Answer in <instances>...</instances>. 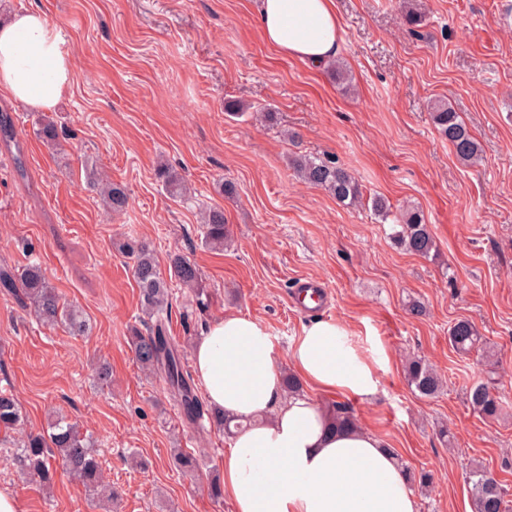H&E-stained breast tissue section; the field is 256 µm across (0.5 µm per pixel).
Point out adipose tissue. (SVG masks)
<instances>
[{
	"label": "adipose tissue",
	"mask_w": 512,
	"mask_h": 512,
	"mask_svg": "<svg viewBox=\"0 0 512 512\" xmlns=\"http://www.w3.org/2000/svg\"><path fill=\"white\" fill-rule=\"evenodd\" d=\"M257 22L282 55L315 66L340 47L335 0H258ZM73 76L57 26L39 9L0 24V94L48 109ZM193 360L208 405L252 421L222 460L234 512H418L397 456L377 434L332 431L314 400L285 394L263 324L225 314L195 341ZM290 365L322 393L369 397L383 361L366 358L344 324L319 321L303 327Z\"/></svg>",
	"instance_id": "adipose-tissue-1"
}]
</instances>
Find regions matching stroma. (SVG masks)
Wrapping results in <instances>:
<instances>
[{"label":"stroma","instance_id":"obj_1","mask_svg":"<svg viewBox=\"0 0 512 512\" xmlns=\"http://www.w3.org/2000/svg\"><path fill=\"white\" fill-rule=\"evenodd\" d=\"M335 2L346 85L270 47L257 0H0L4 20L41 9L74 70L51 109L0 96L14 129L0 136V268L39 263L89 324L81 336L43 326L20 290L0 288V388L18 399L25 430L47 432L63 415L92 435L116 494L93 499L61 471L40 483L0 445V489L20 512H233L208 492L228 438L187 425L163 377L144 372L128 344L131 328H153L120 249L131 240L148 244L160 266L179 253L199 270L201 292L173 285L166 323L187 358L234 311L266 326L278 368L289 371L291 346L313 320L291 306L290 287L322 280L334 295L326 319L346 324L364 352L379 347L389 358L377 394L347 403L402 465L429 473L412 487L419 512H472L474 460L512 501V0H419L414 30L400 0ZM436 100L470 127L480 164L460 163L439 135ZM259 108L275 121H255ZM45 119L58 149L37 135ZM298 155L338 161L392 209L418 208L438 256L396 248L391 223L371 206L345 207L303 183L288 164ZM162 164L187 194L167 190ZM90 166L125 189L123 212L88 186ZM205 208L223 209L227 249L203 247ZM412 300L424 315L408 314ZM463 318L497 351L496 365L451 348L448 328ZM413 353L444 378L436 398L408 386L403 364ZM478 381L504 399L497 419L467 404ZM176 448L199 456L195 473L174 466Z\"/></svg>","mask_w":512,"mask_h":512}]
</instances>
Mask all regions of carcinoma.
I'll return each mask as SVG.
<instances>
[{"label":"carcinoma","mask_w":512,"mask_h":512,"mask_svg":"<svg viewBox=\"0 0 512 512\" xmlns=\"http://www.w3.org/2000/svg\"><path fill=\"white\" fill-rule=\"evenodd\" d=\"M433 122L439 134L452 146L456 157L464 164H474L481 158V145L460 115L445 102L434 105ZM296 174L305 183L327 191L340 204L355 208L363 204L361 185L343 166L328 160L303 155L292 160ZM111 211H121L127 205L123 188L109 184L101 189ZM372 209L381 220L393 221V243L412 254L428 258L438 254V246L423 214L415 208L400 213L391 210L382 197L372 199ZM202 244L211 249H221L228 237L224 212L211 209L206 212ZM123 250L133 260L134 276L140 292V304L146 314L155 319L153 332L143 336L137 332L130 336L136 359L144 370L160 372L166 379L172 395L179 402L187 424L196 425L205 416L225 433H232L233 418L205 411L203 402L194 391V385L184 370L179 346L167 336L166 313L172 281L189 288L199 286V273L187 257L175 254L170 257V277L161 272L153 251L148 245L136 241L123 244ZM0 287L17 288L30 301L36 319L49 326L64 325L72 332L86 330L85 321L76 310L61 303V298L50 287L37 263L22 268H0ZM448 341L459 354L485 349L483 337L476 326L467 319L454 322L448 329ZM404 377L422 398L436 397L442 387L441 376L418 355L407 358ZM470 408L478 416L495 419L503 411L501 398L487 383L472 385L466 394ZM325 414L334 429L356 425L347 404L335 402L325 408ZM22 420L21 409L14 394L0 389V427L11 430ZM17 459L29 475L47 483L62 467L68 474L79 479L84 487L95 492L101 487L100 463L96 441L84 434L79 426L65 418L58 419L51 432L29 433L17 445ZM174 462L185 473L198 468V459L181 450L173 455ZM467 482L470 487L473 512H508L502 484L481 464L469 466Z\"/></svg>","instance_id":"obj_1"}]
</instances>
